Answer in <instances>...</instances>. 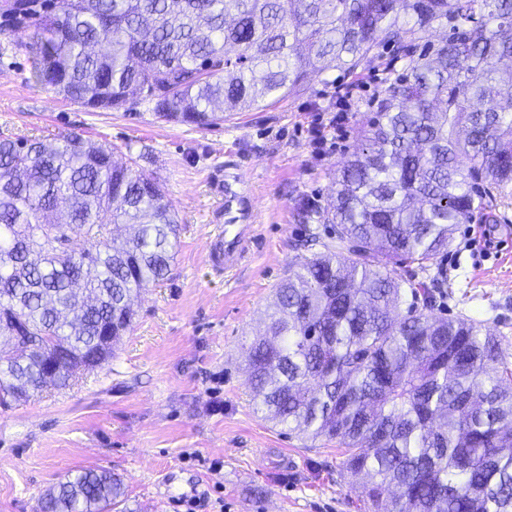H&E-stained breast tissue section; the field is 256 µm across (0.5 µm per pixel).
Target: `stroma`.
I'll return each instance as SVG.
<instances>
[{
  "mask_svg": "<svg viewBox=\"0 0 512 512\" xmlns=\"http://www.w3.org/2000/svg\"><path fill=\"white\" fill-rule=\"evenodd\" d=\"M35 41L29 21L0 35V137L111 144L164 186L179 235L168 277L142 295L109 364L0 406V512H40L61 475L89 468L120 477L131 512H366L337 443L256 410L245 351L288 270L321 251L309 235L325 229L337 169L403 60L314 75L290 96L198 128L156 119L138 99L108 112L64 99L36 81ZM228 166L258 218L246 263L218 276L206 242L224 223L217 187ZM440 263L453 292L445 315L481 323L512 363V205L495 221L477 211L456 225Z\"/></svg>",
  "mask_w": 512,
  "mask_h": 512,
  "instance_id": "stroma-1",
  "label": "stroma"
}]
</instances>
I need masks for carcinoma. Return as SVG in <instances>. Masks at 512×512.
Wrapping results in <instances>:
<instances>
[{"instance_id": "obj_1", "label": "carcinoma", "mask_w": 512, "mask_h": 512, "mask_svg": "<svg viewBox=\"0 0 512 512\" xmlns=\"http://www.w3.org/2000/svg\"><path fill=\"white\" fill-rule=\"evenodd\" d=\"M35 77L91 109L130 96L196 127L352 71L406 60L336 173L323 250L275 292L248 370L266 418L343 447L367 512H512V367L497 337L437 311L454 227L512 197V0H59ZM178 220L162 185L77 134L0 138V405L65 388L72 361L166 278ZM54 340L55 378L11 355ZM122 481L68 474L41 512H112Z\"/></svg>"}]
</instances>
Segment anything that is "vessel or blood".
<instances>
[{
    "mask_svg": "<svg viewBox=\"0 0 512 512\" xmlns=\"http://www.w3.org/2000/svg\"><path fill=\"white\" fill-rule=\"evenodd\" d=\"M224 229L210 244L209 258L216 265L232 269L243 259L254 219L251 199L239 176L224 179Z\"/></svg>",
    "mask_w": 512,
    "mask_h": 512,
    "instance_id": "1",
    "label": "vessel or blood"
}]
</instances>
